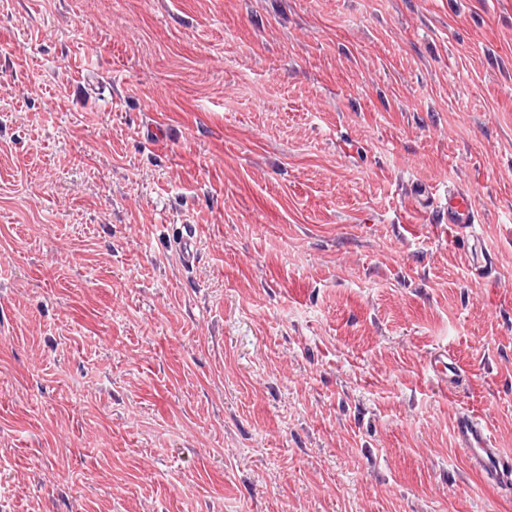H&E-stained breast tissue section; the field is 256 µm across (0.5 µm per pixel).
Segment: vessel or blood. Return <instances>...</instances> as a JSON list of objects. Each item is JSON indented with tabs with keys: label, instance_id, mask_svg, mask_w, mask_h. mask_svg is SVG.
Instances as JSON below:
<instances>
[{
	"label": "vessel or blood",
	"instance_id": "obj_1",
	"mask_svg": "<svg viewBox=\"0 0 512 512\" xmlns=\"http://www.w3.org/2000/svg\"><path fill=\"white\" fill-rule=\"evenodd\" d=\"M448 224L455 233L456 241L465 244L472 272L482 279L490 277L494 258L490 252L476 248L480 240L477 213L466 190H449ZM431 368L436 377L448 379L449 382L462 379L459 368L447 353H437ZM453 435L469 466L486 483L502 488L512 486V453L493 447L490 427L481 416L470 412L460 413L453 427Z\"/></svg>",
	"mask_w": 512,
	"mask_h": 512
}]
</instances>
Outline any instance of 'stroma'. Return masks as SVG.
Masks as SVG:
<instances>
[{
	"label": "stroma",
	"mask_w": 512,
	"mask_h": 512,
	"mask_svg": "<svg viewBox=\"0 0 512 512\" xmlns=\"http://www.w3.org/2000/svg\"><path fill=\"white\" fill-rule=\"evenodd\" d=\"M508 225L512 0H0V512H512ZM477 213L470 194L460 188L448 191V224L455 232V239L464 246L467 243L466 257L472 272L479 278L491 277L494 258L487 249L478 253L475 243L480 242ZM431 368L436 377L442 380L447 379V371L451 373L452 375L448 374V380L451 383L459 382L463 378L456 363L446 352H439L434 356ZM453 435L469 466L490 485L508 488L512 483V453L493 448L490 427L483 418L470 412L458 415Z\"/></svg>",
	"instance_id": "stroma-1"
}]
</instances>
